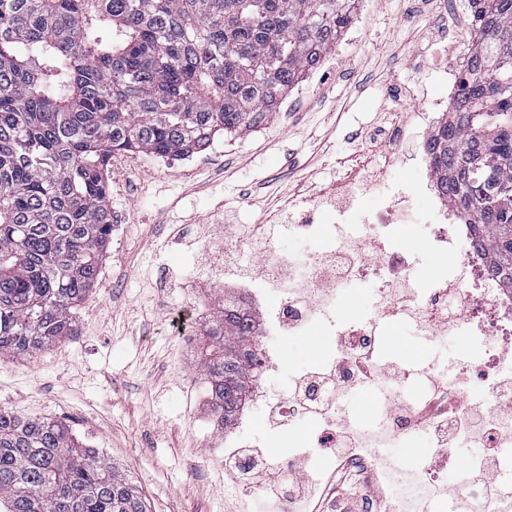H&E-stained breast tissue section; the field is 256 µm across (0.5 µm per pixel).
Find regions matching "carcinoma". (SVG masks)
I'll return each mask as SVG.
<instances>
[{"instance_id": "obj_1", "label": "carcinoma", "mask_w": 512, "mask_h": 512, "mask_svg": "<svg viewBox=\"0 0 512 512\" xmlns=\"http://www.w3.org/2000/svg\"><path fill=\"white\" fill-rule=\"evenodd\" d=\"M358 0H0V354L73 334L112 234L117 151L181 156L268 119ZM467 68L428 151L439 193L512 288V0H470ZM256 318L215 304L201 361L224 425L244 408ZM0 512H149L62 424L0 408Z\"/></svg>"}]
</instances>
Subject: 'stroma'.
<instances>
[{"mask_svg":"<svg viewBox=\"0 0 512 512\" xmlns=\"http://www.w3.org/2000/svg\"><path fill=\"white\" fill-rule=\"evenodd\" d=\"M466 17L467 0H360L342 40L262 126L217 135L186 161L115 154L106 180L122 240L108 243L74 336L29 357L0 356V407L65 425L112 460L150 512H227L233 482L224 476V444L199 364V338L224 295L202 273L208 249L223 245L225 225L267 223L276 255L303 260L323 243L292 224L352 177L365 218L408 194L411 222L394 244L419 254V282L442 273L448 259L423 241L430 212L413 188L428 101L453 96L441 71L451 53L448 23ZM395 128L403 142L390 165ZM187 307L197 313L190 345L172 324ZM274 347L275 395L329 354L324 336L282 337ZM382 357L467 364L472 347L463 336L420 335L393 317ZM317 429L305 421L277 437L259 414L247 437L272 463L296 443L313 444Z\"/></svg>","mask_w":512,"mask_h":512,"instance_id":"obj_1","label":"stroma"}]
</instances>
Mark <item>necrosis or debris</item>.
Here are the masks:
<instances>
[{
	"label": "necrosis or debris",
	"instance_id": "4bbe7bcc",
	"mask_svg": "<svg viewBox=\"0 0 512 512\" xmlns=\"http://www.w3.org/2000/svg\"><path fill=\"white\" fill-rule=\"evenodd\" d=\"M424 201L438 216L429 229L428 247L454 257L447 271L426 287L412 275L417 255L390 247L392 236L404 222L403 208L397 203L373 214L358 234L345 231L340 221L346 213L342 207L336 214H323L329 229H322L321 224H296L301 234H330L328 245L298 267L275 254L270 237L254 238L238 232L236 226H226L224 249L213 256L205 272L235 289L249 307L261 308L264 328L252 344L265 367L274 362L268 349L271 339L304 336L315 326L333 324L330 304L339 280L374 282L378 294L374 317L350 321L334 335L329 371L315 369L299 375L289 394L274 402L268 400L265 387H257L251 401L266 411L268 424L278 432L303 420H316L324 434L330 435L332 447L353 449L349 464L361 481L391 470L382 450L384 440L425 428L437 439L432 461L406 470L408 494L398 512H486L483 488L473 479L478 465L461 463L456 450L461 446L488 449L495 466L493 477L500 487L499 500L512 502V289L489 270L467 219L441 196L428 195ZM250 240L257 242L264 255L256 270L244 265L239 249L240 242ZM399 314L414 320L424 335L454 331L482 342L478 360L458 367L448 379L453 413L422 416L419 400L399 389L402 381L419 385L428 376V368L382 360L379 328ZM370 379L376 382L372 393L383 399L386 412L373 428L365 430L351 422L341 399ZM473 379L483 384V399L470 398L468 387ZM250 421V416L239 417L235 430L224 434V462L238 475L234 512H244L248 499L261 491L253 477L263 466L256 454L243 452L240 439ZM310 457L308 449L292 448L277 461L284 483L277 512H303L304 497L288 480ZM456 466L462 479L456 497L449 501L441 488V472Z\"/></svg>",
	"mask_w": 512,
	"mask_h": 512
}]
</instances>
